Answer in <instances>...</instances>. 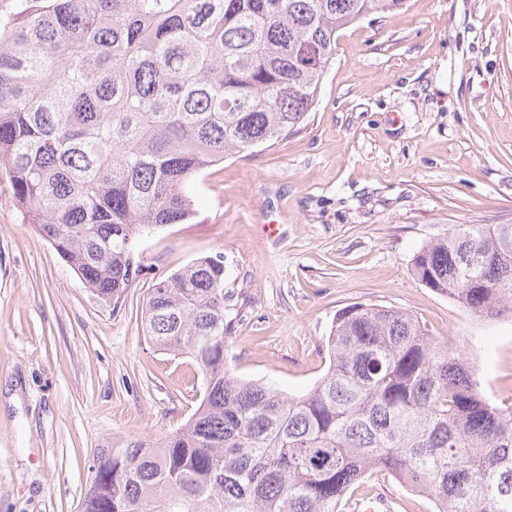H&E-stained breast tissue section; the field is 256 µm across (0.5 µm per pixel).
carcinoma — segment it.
Listing matches in <instances>:
<instances>
[{"label": "carcinoma", "mask_w": 512, "mask_h": 512, "mask_svg": "<svg viewBox=\"0 0 512 512\" xmlns=\"http://www.w3.org/2000/svg\"><path fill=\"white\" fill-rule=\"evenodd\" d=\"M409 0H17L0 23V161L18 204L99 300L118 307L152 231L196 215L190 187L306 120L338 33ZM413 271L471 314L512 318V224H462ZM224 254L160 280L151 346L192 359L203 397L153 444L91 465L84 512H341L387 471L436 512H512V405L412 314L354 303L329 366L291 396L232 375Z\"/></svg>", "instance_id": "cac0c4a2"}]
</instances>
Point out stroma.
Returning a JSON list of instances; mask_svg holds the SVG:
<instances>
[{"label":"stroma","mask_w":512,"mask_h":512,"mask_svg":"<svg viewBox=\"0 0 512 512\" xmlns=\"http://www.w3.org/2000/svg\"><path fill=\"white\" fill-rule=\"evenodd\" d=\"M196 209L141 242L114 309L28 224L0 164V512H82L100 449L192 415L198 369L148 343L143 312L159 279L218 252L234 376L307 392L338 311L361 302L463 345L511 404L512 318L473 317L411 263L455 225L512 224V0H410L341 31L301 129L207 169ZM381 490L434 512L383 472L357 493Z\"/></svg>","instance_id":"1"}]
</instances>
